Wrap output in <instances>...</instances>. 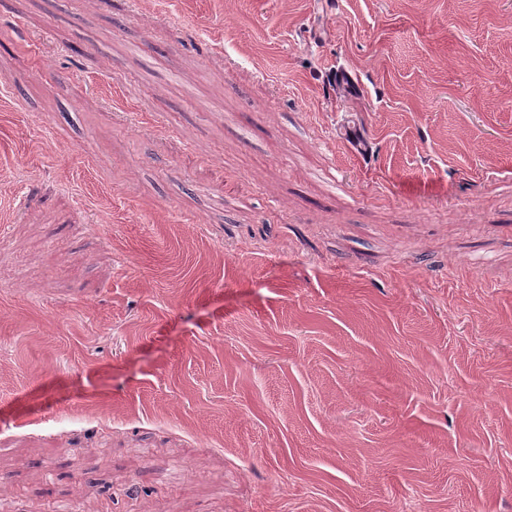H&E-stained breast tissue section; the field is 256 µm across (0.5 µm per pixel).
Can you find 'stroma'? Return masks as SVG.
I'll use <instances>...</instances> for the list:
<instances>
[{"instance_id":"obj_1","label":"stroma","mask_w":512,"mask_h":512,"mask_svg":"<svg viewBox=\"0 0 512 512\" xmlns=\"http://www.w3.org/2000/svg\"><path fill=\"white\" fill-rule=\"evenodd\" d=\"M0 512H512V0H0Z\"/></svg>"}]
</instances>
